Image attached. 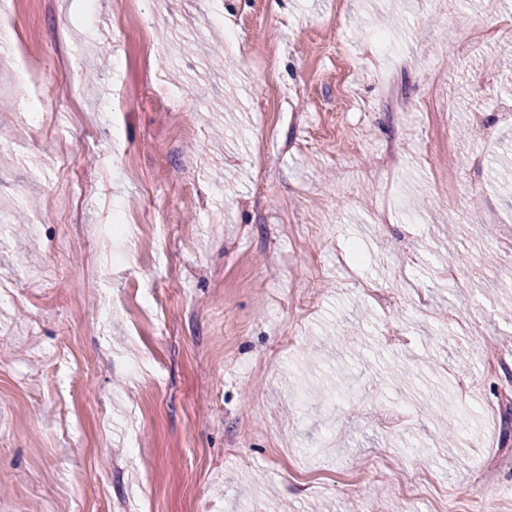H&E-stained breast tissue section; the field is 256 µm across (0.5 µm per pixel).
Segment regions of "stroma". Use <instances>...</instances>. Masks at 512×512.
<instances>
[{"mask_svg":"<svg viewBox=\"0 0 512 512\" xmlns=\"http://www.w3.org/2000/svg\"><path fill=\"white\" fill-rule=\"evenodd\" d=\"M0 6V512H512V0Z\"/></svg>","mask_w":512,"mask_h":512,"instance_id":"35a3bbf8","label":"stroma"}]
</instances>
